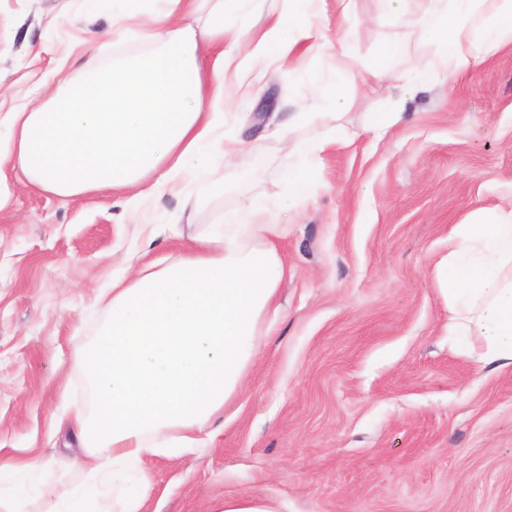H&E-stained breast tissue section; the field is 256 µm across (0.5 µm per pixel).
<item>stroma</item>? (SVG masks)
Listing matches in <instances>:
<instances>
[{
    "instance_id": "35a3bbf8",
    "label": "stroma",
    "mask_w": 512,
    "mask_h": 512,
    "mask_svg": "<svg viewBox=\"0 0 512 512\" xmlns=\"http://www.w3.org/2000/svg\"><path fill=\"white\" fill-rule=\"evenodd\" d=\"M156 7L143 0L127 21L113 17L111 0H0V115L48 103L64 60L102 66L103 34L114 61L152 51L139 25ZM353 9L346 24L325 0L321 47L268 66L259 94L231 111L241 148L209 173L218 189L205 201L191 185L133 216L121 194L58 196L12 171L0 182L10 196L0 211V461H48L47 498L88 481L70 464L84 449L54 421L81 401L80 353L106 318L99 298L113 276L134 253L142 265L172 260L252 198L287 197L289 150L320 134L291 117L340 95L346 137L321 153L277 242L288 270L280 310L258 328L224 434L180 458L147 460L140 512H213L240 495L281 512H512V368L492 371L461 352L437 279L454 225L512 196V46L450 90L415 0L396 17L380 16L377 0ZM343 35L368 68L387 43H402L394 68H418L428 83L408 94L336 77ZM398 104L404 116L388 135L366 132Z\"/></svg>"
}]
</instances>
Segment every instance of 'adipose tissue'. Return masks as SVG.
<instances>
[{
  "instance_id": "obj_1",
  "label": "adipose tissue",
  "mask_w": 512,
  "mask_h": 512,
  "mask_svg": "<svg viewBox=\"0 0 512 512\" xmlns=\"http://www.w3.org/2000/svg\"><path fill=\"white\" fill-rule=\"evenodd\" d=\"M164 6L143 32L156 52L97 70L48 107L9 113L0 138V170H21L47 192L80 196L129 193L138 211L151 197L179 193L191 175L239 148L227 135V72L237 79L235 104L257 95L264 64L301 46L319 47L318 0H284L263 31L252 34L255 0H237L238 27L224 19V0L208 6L203 25L182 26L183 0ZM419 22L441 49V81L454 85L480 60L512 45V0H419ZM249 42L253 68L238 60ZM343 98L294 116L322 127L320 138L295 144L285 176L296 208L320 153L345 131L336 125ZM231 212L168 265L114 280L99 337L81 353L92 413L76 410L67 427L86 449L89 481L51 501L46 512H140L148 486L142 466L214 443L213 419L235 399L258 353L257 328L272 309L286 270L275 243L285 225L259 222L263 212ZM438 280L448 297L451 328L481 343L478 360L512 366V203L479 212L451 239ZM44 465H0V512H26Z\"/></svg>"
}]
</instances>
